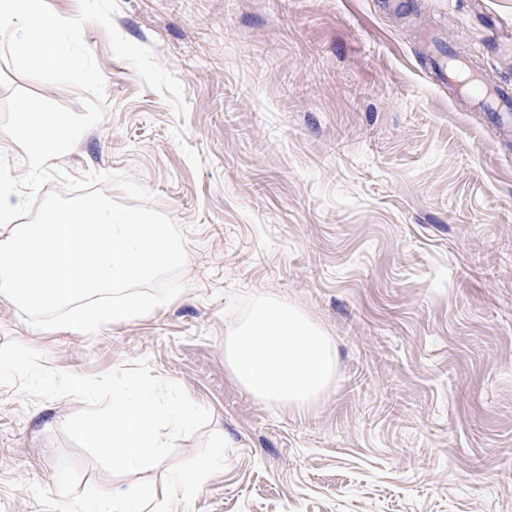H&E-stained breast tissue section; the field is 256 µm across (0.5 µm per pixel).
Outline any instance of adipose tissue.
<instances>
[{"mask_svg":"<svg viewBox=\"0 0 512 512\" xmlns=\"http://www.w3.org/2000/svg\"><path fill=\"white\" fill-rule=\"evenodd\" d=\"M224 360L252 396L295 410L309 408L329 389L336 368L330 337L295 307L265 299L227 329ZM80 512H148L146 492L129 482L99 493Z\"/></svg>","mask_w":512,"mask_h":512,"instance_id":"obj_1","label":"adipose tissue"}]
</instances>
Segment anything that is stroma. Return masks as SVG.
Here are the masks:
<instances>
[{
	"label": "stroma",
	"instance_id": "35a3bbf8",
	"mask_svg": "<svg viewBox=\"0 0 512 512\" xmlns=\"http://www.w3.org/2000/svg\"><path fill=\"white\" fill-rule=\"evenodd\" d=\"M114 25L187 111L88 23L106 112L51 164L140 181L186 237L182 291L92 335L35 329L0 297V345L81 376L145 359L210 411L138 473L158 512H512V115L442 81L427 43L511 89L512 0H118ZM14 89L83 111L78 90L0 58V104ZM260 297L335 346L308 409L260 401L224 362ZM82 407L0 387V512H68L123 484L62 434ZM196 465L215 476L170 495Z\"/></svg>",
	"mask_w": 512,
	"mask_h": 512
}]
</instances>
